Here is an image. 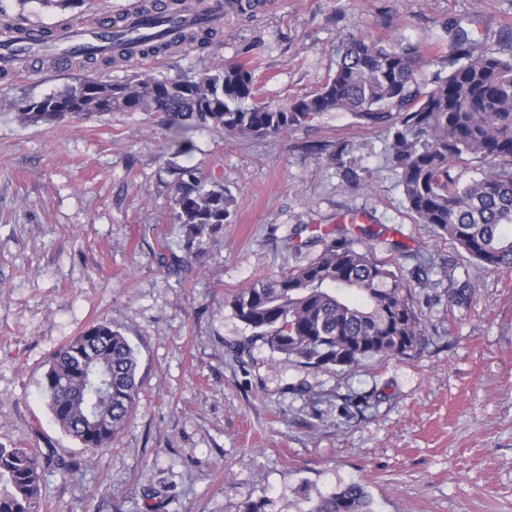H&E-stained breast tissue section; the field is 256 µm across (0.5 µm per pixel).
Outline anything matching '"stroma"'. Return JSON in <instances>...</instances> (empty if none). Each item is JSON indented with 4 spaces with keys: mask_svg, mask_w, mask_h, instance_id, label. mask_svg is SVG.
Segmentation results:
<instances>
[{
    "mask_svg": "<svg viewBox=\"0 0 512 512\" xmlns=\"http://www.w3.org/2000/svg\"><path fill=\"white\" fill-rule=\"evenodd\" d=\"M261 2L250 19L225 11L218 51L185 46L102 77L193 75L250 57L262 97L286 105L319 89L354 38L428 44L463 19L474 53L512 51V0ZM0 9L32 27L73 18L40 0ZM81 76L30 60L0 80V446L48 454L41 512H241L249 498L307 512L353 483L375 512H512V272L483 268L417 221L385 126L343 111L283 137L209 125L178 156L159 112L19 121L24 100ZM180 166L235 202L197 254L183 250L171 205ZM358 212L381 235L378 259L405 273L429 262L427 281L409 283L425 342L352 370L249 343L232 297L316 258L310 237ZM451 267L477 286L469 304H448ZM102 319L137 354L138 399L112 447L90 459L39 382L51 355Z\"/></svg>",
    "mask_w": 512,
    "mask_h": 512,
    "instance_id": "1",
    "label": "stroma"
}]
</instances>
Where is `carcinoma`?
Instances as JSON below:
<instances>
[{"label":"carcinoma","mask_w":512,"mask_h":512,"mask_svg":"<svg viewBox=\"0 0 512 512\" xmlns=\"http://www.w3.org/2000/svg\"><path fill=\"white\" fill-rule=\"evenodd\" d=\"M448 71L420 74L425 48L399 38L353 39L343 45L335 73L314 93L288 106L259 96L250 63L226 60L197 75L137 74L106 82L90 72L129 58L127 43L87 46L42 63L66 62L89 72L55 95L23 102V123H53L67 115L161 112L178 151L193 149L187 133L214 125L224 132L279 137L325 112L347 111L383 123L387 160L398 173L408 209L422 224L495 271L512 270V53L472 51L471 31L447 22ZM140 54L165 55L181 46L203 50L223 43V31L203 22L181 24L137 39ZM473 168L480 176L463 180ZM234 200L182 167L172 208L186 229L184 248L229 223ZM319 255L263 278L230 302L251 339L313 369H354L367 358L401 357L424 341L425 326L400 269L377 259L357 239L326 230L311 238ZM476 286L448 276V302L472 300ZM138 360L127 339L101 320L56 350L41 388L55 423L89 459L109 448L136 403ZM48 464L39 448H0V512H40ZM309 512H373L361 484L315 501Z\"/></svg>","instance_id":"carcinoma-1"}]
</instances>
